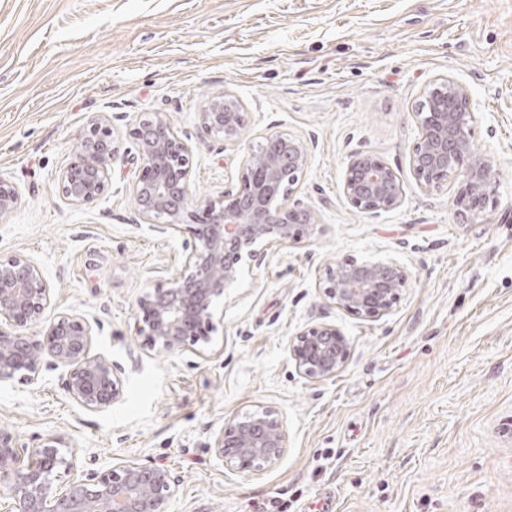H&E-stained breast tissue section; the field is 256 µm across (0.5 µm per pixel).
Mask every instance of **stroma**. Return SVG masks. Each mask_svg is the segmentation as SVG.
Returning a JSON list of instances; mask_svg holds the SVG:
<instances>
[{
  "instance_id": "obj_1",
  "label": "stroma",
  "mask_w": 512,
  "mask_h": 512,
  "mask_svg": "<svg viewBox=\"0 0 512 512\" xmlns=\"http://www.w3.org/2000/svg\"><path fill=\"white\" fill-rule=\"evenodd\" d=\"M468 90L471 138L496 178L462 223L449 176L421 187L410 165L415 104L434 79ZM234 95L244 128L198 145L192 204L235 188L251 148L307 140L289 205L312 233L271 244L219 306L205 352L146 350L139 297L179 276L188 233L161 234L135 209L132 130L159 113L196 134L211 98ZM103 116L118 153L108 189L75 204L58 191L86 122ZM380 156L403 184L393 209L352 208L351 157ZM0 176L20 200L0 217V255L29 256L52 313L97 318L94 349L123 382L89 412L49 364L37 384L0 382V427L25 448L56 438L78 469L161 463L179 479L168 512H512V0H0ZM394 262L408 282L392 310L329 304L328 266ZM336 323L344 367L314 381L287 342ZM268 407L288 448L258 474L209 448L234 417Z\"/></svg>"
}]
</instances>
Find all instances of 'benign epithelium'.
Here are the masks:
<instances>
[{"label":"benign epithelium","mask_w":512,"mask_h":512,"mask_svg":"<svg viewBox=\"0 0 512 512\" xmlns=\"http://www.w3.org/2000/svg\"><path fill=\"white\" fill-rule=\"evenodd\" d=\"M419 141L410 164L420 185L437 188L454 173L461 178L455 196L458 215L477 216L493 172L471 140L474 112L467 90L448 77L434 80L416 105ZM202 140L233 141L242 130L237 100H211L199 113ZM141 166L133 184L137 211L158 232L185 231L194 240L179 277L153 288L137 302V335L153 351L175 353L204 348L217 330L216 304L241 278L244 266H260L272 241L296 242L313 227L307 209L284 203L309 159V145L286 133L263 137L244 160L237 188L201 208L188 210L195 146L156 114L133 129ZM117 154L112 128L92 117L79 134V150L63 170L58 186L73 203L103 195ZM343 195L355 209L379 212L397 206L402 184L379 156L359 153L350 159ZM20 199L17 187L0 177V217ZM408 275L390 262L349 260L330 267L320 282L332 304L361 317L389 313ZM52 288L28 256H0V381L17 376L38 382L44 362L66 370L69 397L91 412L104 411L123 394L112 363L92 352L96 320L61 312L45 317ZM41 325L38 334L26 330ZM299 372L313 380L330 378L349 356L347 337L332 322H320L288 340ZM211 448L224 465L258 474L276 464L288 448V433L276 412L260 408L234 419L217 433ZM0 512H167L179 480L164 465L123 462L102 473L78 472L48 438L39 448H24L15 434L0 428Z\"/></svg>","instance_id":"benign-epithelium-1"}]
</instances>
